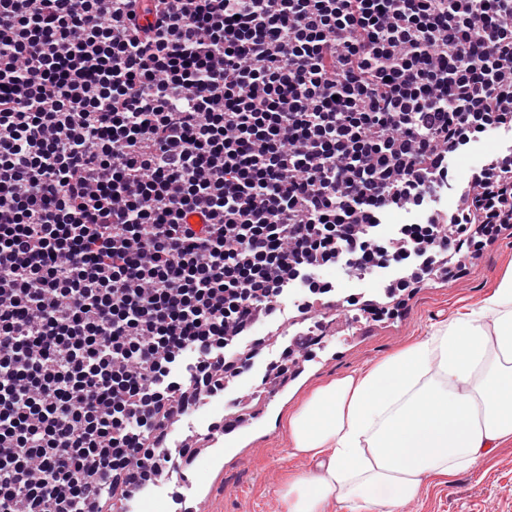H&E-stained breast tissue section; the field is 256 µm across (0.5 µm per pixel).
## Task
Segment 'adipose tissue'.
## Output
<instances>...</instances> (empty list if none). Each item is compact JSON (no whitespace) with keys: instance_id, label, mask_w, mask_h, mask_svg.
I'll list each match as a JSON object with an SVG mask.
<instances>
[{"instance_id":"obj_1","label":"adipose tissue","mask_w":512,"mask_h":512,"mask_svg":"<svg viewBox=\"0 0 512 512\" xmlns=\"http://www.w3.org/2000/svg\"><path fill=\"white\" fill-rule=\"evenodd\" d=\"M317 472L288 481L285 512H395L512 442V273L430 336L319 387L287 417Z\"/></svg>"}]
</instances>
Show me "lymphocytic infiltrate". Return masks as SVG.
Here are the masks:
<instances>
[{
	"mask_svg": "<svg viewBox=\"0 0 512 512\" xmlns=\"http://www.w3.org/2000/svg\"><path fill=\"white\" fill-rule=\"evenodd\" d=\"M512 0H0V512L133 501L259 318L512 227ZM424 222L383 227L391 208ZM506 136L503 131L490 132L481 137L477 142L463 151L458 152L454 156L453 169L455 181L452 185L443 187V191L447 192L448 200L451 199L455 203L459 200L458 185L460 181L467 175L470 167L476 162L495 157L501 149L502 143Z\"/></svg>",
	"mask_w": 512,
	"mask_h": 512,
	"instance_id": "lymphocytic-infiltrate-1",
	"label": "lymphocytic infiltrate"
}]
</instances>
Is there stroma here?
Segmentation results:
<instances>
[{
	"label": "stroma",
	"mask_w": 512,
	"mask_h": 512,
	"mask_svg": "<svg viewBox=\"0 0 512 512\" xmlns=\"http://www.w3.org/2000/svg\"><path fill=\"white\" fill-rule=\"evenodd\" d=\"M512 269V236L489 246L454 286L425 284L401 293L398 314L374 325L341 330L328 351L314 350L305 369L272 401L261 402L245 437L225 441L206 478L190 465L194 490L208 495V512H283L280 490L289 475L311 473L313 464L292 453L284 424L319 386L371 367L427 336L460 310L486 296ZM396 512H512V443L478 459L450 483L426 480L420 493Z\"/></svg>",
	"instance_id": "35a3bbf8"
}]
</instances>
